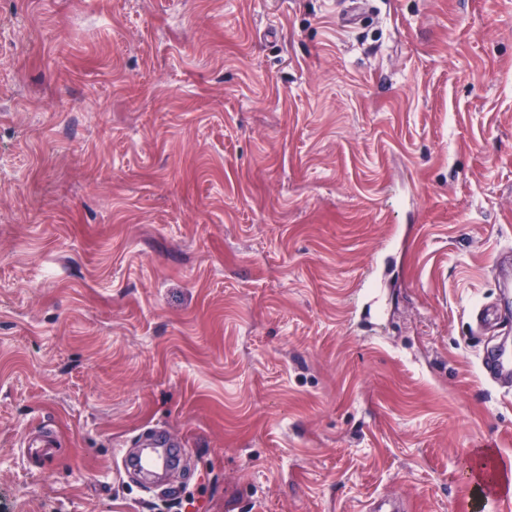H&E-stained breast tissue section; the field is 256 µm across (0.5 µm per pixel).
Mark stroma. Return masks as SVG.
<instances>
[{
    "label": "stroma",
    "mask_w": 512,
    "mask_h": 512,
    "mask_svg": "<svg viewBox=\"0 0 512 512\" xmlns=\"http://www.w3.org/2000/svg\"><path fill=\"white\" fill-rule=\"evenodd\" d=\"M509 247L512 0H0V512H470ZM149 445L151 448H147L150 450L144 456L142 452L138 458L126 460V465L146 466L144 460L151 462L154 466L161 463L166 464L167 460L176 462L180 445L172 439L168 432H157Z\"/></svg>",
    "instance_id": "35a3bbf8"
}]
</instances>
